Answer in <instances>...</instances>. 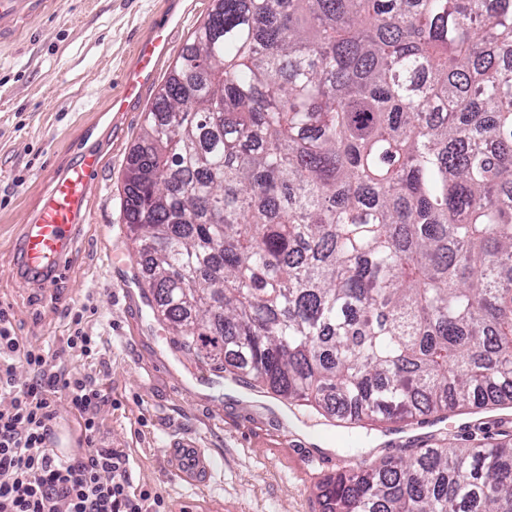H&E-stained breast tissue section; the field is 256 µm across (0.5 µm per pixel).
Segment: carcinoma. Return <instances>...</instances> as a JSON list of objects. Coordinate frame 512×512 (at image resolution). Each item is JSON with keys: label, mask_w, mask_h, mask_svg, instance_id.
Returning a JSON list of instances; mask_svg holds the SVG:
<instances>
[{"label": "carcinoma", "mask_w": 512, "mask_h": 512, "mask_svg": "<svg viewBox=\"0 0 512 512\" xmlns=\"http://www.w3.org/2000/svg\"><path fill=\"white\" fill-rule=\"evenodd\" d=\"M213 2L124 171L176 343L347 427L512 407V0ZM318 490L512 512V439Z\"/></svg>", "instance_id": "cac0c4a2"}]
</instances>
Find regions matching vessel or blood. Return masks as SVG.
<instances>
[{"mask_svg":"<svg viewBox=\"0 0 512 512\" xmlns=\"http://www.w3.org/2000/svg\"><path fill=\"white\" fill-rule=\"evenodd\" d=\"M53 4L54 0H0V40L19 29L23 20L48 11ZM171 23V16H159L148 35L140 39L135 65L126 75L120 94L112 100L113 110H123L153 83L170 44ZM103 166L102 155L88 150L64 174L52 177L47 200L32 223L24 225L18 239L28 268L41 271L60 264L64 250L87 219L89 199L102 191L97 176ZM166 453L173 472L182 480L197 485L209 473L204 451L195 440H175Z\"/></svg>","mask_w":512,"mask_h":512,"instance_id":"1","label":"vessel or blood"}]
</instances>
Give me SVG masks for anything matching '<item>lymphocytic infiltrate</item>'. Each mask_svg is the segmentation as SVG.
Returning a JSON list of instances; mask_svg holds the SVG:
<instances>
[{
    "label": "lymphocytic infiltrate",
    "mask_w": 512,
    "mask_h": 512,
    "mask_svg": "<svg viewBox=\"0 0 512 512\" xmlns=\"http://www.w3.org/2000/svg\"><path fill=\"white\" fill-rule=\"evenodd\" d=\"M32 373L15 379L16 362ZM65 395L79 413L87 449L60 459L50 443L54 403ZM100 390L87 377L58 368L56 356L27 345L0 310V512H147L163 508L161 496L132 492L128 456L99 445Z\"/></svg>",
    "instance_id": "obj_1"
}]
</instances>
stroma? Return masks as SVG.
Wrapping results in <instances>:
<instances>
[{
	"instance_id": "35a3bbf8",
	"label": "stroma",
	"mask_w": 512,
	"mask_h": 512,
	"mask_svg": "<svg viewBox=\"0 0 512 512\" xmlns=\"http://www.w3.org/2000/svg\"><path fill=\"white\" fill-rule=\"evenodd\" d=\"M212 0H58L19 40L0 46V308L16 336L60 350L71 318L96 336L99 353L62 356L61 367L100 389V444L129 455L136 490L163 496L166 512H319L317 485L351 460L398 455L434 433L448 446L497 439L495 427L473 428L451 415L423 426L358 431L348 448L336 428H312L286 416L279 396L226 384L179 349L158 318L140 259L123 219V170L156 96L150 87L125 115L112 110L134 47L153 19L173 13L167 65L211 9ZM103 153L89 217L71 242L56 286L43 299L21 275L17 233L44 203L52 175L82 150ZM195 438L212 461L209 483L177 480L164 462L174 435Z\"/></svg>"
}]
</instances>
